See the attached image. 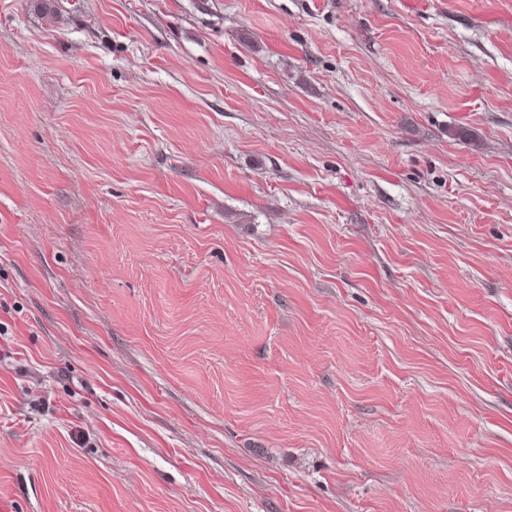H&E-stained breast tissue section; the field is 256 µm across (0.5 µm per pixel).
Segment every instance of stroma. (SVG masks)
Segmentation results:
<instances>
[{"label": "stroma", "mask_w": 512, "mask_h": 512, "mask_svg": "<svg viewBox=\"0 0 512 512\" xmlns=\"http://www.w3.org/2000/svg\"><path fill=\"white\" fill-rule=\"evenodd\" d=\"M0 512H512V0H0Z\"/></svg>", "instance_id": "stroma-1"}]
</instances>
